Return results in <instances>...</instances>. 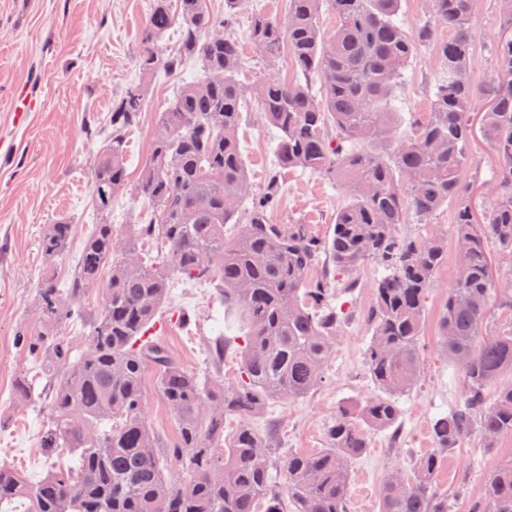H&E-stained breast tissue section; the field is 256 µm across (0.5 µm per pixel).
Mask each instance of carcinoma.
I'll use <instances>...</instances> for the list:
<instances>
[{
  "label": "carcinoma",
  "mask_w": 512,
  "mask_h": 512,
  "mask_svg": "<svg viewBox=\"0 0 512 512\" xmlns=\"http://www.w3.org/2000/svg\"><path fill=\"white\" fill-rule=\"evenodd\" d=\"M245 2L224 0L217 15L208 0H153L137 59L142 76L160 66L176 72L188 57L199 61L202 75L159 113L136 185L152 203L148 220L127 236L111 222L112 198L127 187L125 133L146 103V85L138 83L112 104L111 132L93 165L100 224L84 242L68 291L57 287L55 266L69 248L72 224L60 219L40 238L46 267L35 295L39 329H19L15 342L53 380L40 447L49 457L72 450L79 463L36 483L0 466V505L27 500L30 512H347L349 462L368 447V429L397 422L394 397L420 377L424 302L448 259L441 234L406 237L397 227L425 224L444 206L455 214L460 275L448 288L439 329L461 373V394L430 422L434 450L414 462L412 474L387 477L379 512H451L432 485L441 456L475 435L485 448L512 436V384L489 394L502 373L512 372V283L495 280L489 266L495 251L512 268V39L496 45L493 75L478 93L470 72L477 0H429L433 23L413 34L399 20L401 0H288L282 17L253 13L251 35L272 65L287 49L303 79L271 74L247 87L231 32ZM325 7L336 17L329 32L321 25ZM176 24L179 42L166 54L158 40ZM436 24L448 27V39L435 37ZM422 46L439 59L427 87L431 108L400 135L395 101ZM249 97L279 131L280 170L262 193L239 146ZM482 102L490 104L481 132L496 166L478 221L462 174L472 164L470 117ZM298 168L336 182L345 194L326 239L310 224L271 220L282 171ZM229 224L238 225L232 238L225 235ZM144 240L162 244L149 261L139 247ZM370 258L387 274L373 282L364 315L371 331L366 365L387 397L340 408L326 427V447L278 457V437L250 420L271 402L307 397L326 382L341 321L330 274H354ZM107 265L103 304L75 354L57 327L83 315L77 300L98 286ZM178 280L215 285L224 314L248 327L234 384L201 380L145 339ZM493 305L509 320L490 327ZM149 365L179 430L164 453L144 417ZM231 417L238 426L226 438ZM166 459L180 463L183 479L164 473ZM277 468L285 479L280 490L273 484ZM471 512H512V460L489 476Z\"/></svg>",
  "instance_id": "cac0c4a2"
}]
</instances>
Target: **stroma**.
<instances>
[{
    "instance_id": "obj_1",
    "label": "stroma",
    "mask_w": 512,
    "mask_h": 512,
    "mask_svg": "<svg viewBox=\"0 0 512 512\" xmlns=\"http://www.w3.org/2000/svg\"><path fill=\"white\" fill-rule=\"evenodd\" d=\"M151 0H0V140L10 153L0 152V464L12 466L30 482L43 478L50 462L40 448L49 418L48 380L40 363L13 343L23 326L36 327V288L45 260L39 239L48 224L66 218L74 226L71 249L57 264V283L66 288L82 245L99 217L91 201L94 157L108 134L112 101L141 80L137 55L144 36ZM287 0H248L233 24L244 58L241 80L255 84L268 72L266 59L250 35V15L261 11L283 16ZM498 0H478L473 26L476 48L472 79L483 84L492 74L491 54L505 35L499 24ZM437 64L432 50L420 51L406 71V83L396 102L400 133L430 109L425 92ZM200 67L189 61L171 74L157 69L150 79L142 117L126 135L125 157L129 187L112 200V222L121 232L148 218L149 202L133 187L150 157L157 116L183 85L197 80ZM32 84L38 106L25 125L12 122L13 95ZM241 150L255 190H264L276 168L278 133L264 125L258 113H244L239 129ZM339 186L308 171L288 172L272 218L279 224L302 222L327 235L341 201ZM383 272L368 260L356 274L359 285L339 294L336 304L345 314L335 350L327 365L326 384L308 397L270 403L255 418L254 427L275 424L281 448L311 452L324 447V429L339 407L375 395L365 350L371 332L364 313L372 302L370 285ZM459 276L456 259H448L428 292L421 338L424 370L414 388L400 397L397 427L372 430L369 446L349 467V512H378L379 494L389 473L411 471L416 458L430 453L432 417L457 398L460 381L441 346L439 314L449 288ZM193 312L194 320L179 322L176 312ZM224 308L212 285L181 282L152 329L154 340L187 370L206 379L221 373L231 384L240 375V358L228 350L215 363L211 343L224 328ZM34 383L31 403L13 396L16 376ZM144 414L163 446L178 436L176 421L157 385V372L143 375ZM512 459V445L482 447L478 438L444 455L434 478L437 492L446 495L451 512H470L488 476Z\"/></svg>"
}]
</instances>
